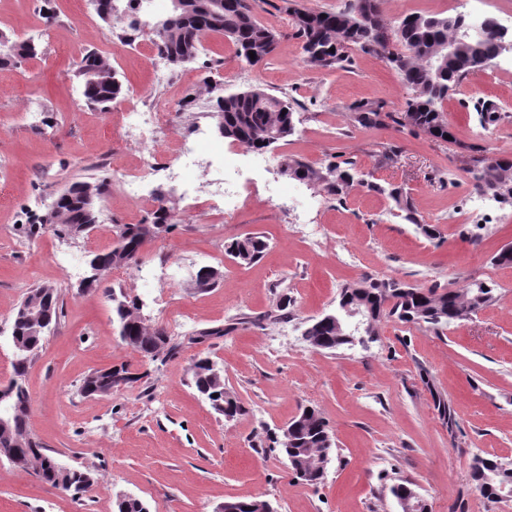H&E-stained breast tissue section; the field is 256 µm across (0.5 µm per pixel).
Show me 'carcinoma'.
<instances>
[{
  "label": "carcinoma",
  "instance_id": "1",
  "mask_svg": "<svg viewBox=\"0 0 512 512\" xmlns=\"http://www.w3.org/2000/svg\"><path fill=\"white\" fill-rule=\"evenodd\" d=\"M95 10L107 25L108 34H114L112 19L127 18L126 26L120 28L117 37L133 42L140 32L136 20L126 12L116 10V0H95ZM209 0H190L186 7L171 11L163 23L152 28L155 44L167 57L171 65L179 67L194 60L203 49L202 39L219 34L232 44L235 55L249 64L266 61L274 50L271 44L278 43L279 34L259 23L248 0H224V8L213 11L207 7ZM293 36L300 40L304 51L303 62L311 69L345 68L352 63L347 49L355 47L367 54L380 56L401 76L410 90L405 108L401 112H381L382 105L360 101L347 107L349 124L355 128H377L391 121L398 126H410L428 136L446 140L453 135L452 127L444 113V102L449 92L456 90L474 72L488 67L496 56V45L490 39L472 42L465 52L448 55V44L457 35L444 23L446 16L411 13L397 25L386 28L377 20L378 0H349L336 12L293 9ZM37 44L32 40L13 41L12 56L0 60L1 67L15 65L37 56ZM255 58H250V54ZM95 73L97 81L83 83L84 96L88 104L106 111L123 94V81L111 63L96 51L88 52L75 69V75L84 80L85 75ZM287 113H282V110ZM214 111L224 115V137L253 151H269L295 133V102L286 96L278 97L260 87L228 93L216 98ZM283 174L323 186L339 198H344L357 185H366L378 193L388 192L403 219L418 227L424 237L437 238V228L428 224L400 189L389 191L373 182L355 179V163L349 159L315 168L299 159L285 158ZM474 185L481 191L497 190L499 184L512 183V172L500 164H491L488 157L472 159L466 169ZM106 180L79 181L58 194L43 214L31 224L30 232L49 229L62 238L73 227L97 222L96 202L106 191ZM154 200L157 209L147 213L137 224H117L119 242L106 251L93 254L102 261L100 279L104 280L118 268L129 267L140 260V248L144 244V227L152 224L157 232L169 230L177 223L173 207L168 205L165 191L158 189ZM266 249L259 236H247L231 242L227 253L242 265L257 261ZM37 301L42 309V322L33 324L25 318L12 323L11 337L15 359L13 372L17 379L11 381L10 417L6 426H0V448H12L18 459L16 466L32 469L44 483L66 491H85L95 477L92 472L80 467L71 468L67 476H59L46 468V459L55 457V452L43 446L28 430L29 395L25 377L30 363L37 356L44 335L58 324L63 305L56 288L39 284L27 289L20 305ZM494 300L493 288L480 284L463 291L448 288L438 283L428 288H417L397 279L362 280L340 289L338 309L348 306L359 310L373 320L382 316L395 317L401 322L427 325L439 329L461 322V316L473 313ZM116 321L123 328L121 341L142 357L155 361L158 337L168 336L163 328L147 330L145 318L140 312L137 299L120 294L114 307ZM303 335L314 342L317 350L333 351L350 345V341L339 336L336 319L324 314L312 319ZM211 361L207 357L196 359L192 367V381L197 391L207 398L212 408L220 415L236 416L240 404L236 396L224 385V375L213 376ZM108 371L96 370L88 374L80 386L87 398L111 394L106 383ZM330 433L328 423L315 409L303 408L294 421V428L283 436L280 451L288 465L311 469L325 454L333 457L336 448L323 447L322 435ZM471 478L480 493L489 501H497L501 487H512V462L498 457L478 458L471 469ZM391 494L402 504V512H426L423 500L413 495L405 483L391 487Z\"/></svg>",
  "mask_w": 512,
  "mask_h": 512
}]
</instances>
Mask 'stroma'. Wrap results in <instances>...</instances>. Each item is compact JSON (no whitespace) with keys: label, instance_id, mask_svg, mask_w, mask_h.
<instances>
[{"label":"stroma","instance_id":"obj_1","mask_svg":"<svg viewBox=\"0 0 512 512\" xmlns=\"http://www.w3.org/2000/svg\"><path fill=\"white\" fill-rule=\"evenodd\" d=\"M43 1L0 0V30L41 49L37 58L0 68V176L9 178L0 202V384L13 375L16 307L30 286H54L64 315L25 378L28 428L62 461L89 467L96 481L77 496L2 461L0 512H115L120 492L142 499L150 512H217L226 499L255 497L276 512H402L390 488L404 481L429 512H512V501L488 502L470 477L477 458L512 461V266L492 262L512 245V207L490 203L479 225L460 214L475 193L467 172L475 148L512 156V117L483 127L472 109L481 100L512 109V60L475 72L449 96L444 110L455 139L445 142L392 124L351 127L348 105L367 100L399 112L407 87L396 71L355 48L348 68L305 67L284 0H251L279 41L266 62L252 66L248 83L235 76L242 59L222 36L210 35L200 56L172 69L163 87L152 80L147 36L130 46L111 38L91 0H47L54 18L46 20ZM90 51L125 78L124 97L106 112L86 105L74 75ZM208 79L228 93L259 85L288 95L299 105L295 135L261 156L245 155L234 178L251 202L229 224L219 222L210 196L226 175L221 164L197 169L187 186L153 171L149 189L172 191L180 221L146 244L141 261L165 266L167 274L143 279L132 267L123 279L105 280L104 290L85 291L92 254L111 247L114 225L138 223L146 209L105 194L95 228L75 241L50 231L29 237L26 222L72 182L111 181L136 168L141 148L118 135L125 113L168 112L164 140L189 129L195 114L183 102L193 92L211 102ZM284 156L317 168L350 159L366 183L341 203L282 175ZM448 171L455 183L440 188L437 178ZM370 181L378 191L367 189ZM393 187L438 224L437 239L400 217L387 194ZM285 189L294 205L283 211L274 201ZM306 212L320 214L334 248L306 251L296 224ZM252 235L268 247L257 262L239 264L225 247ZM204 267L220 269V282L189 289L190 276ZM387 278L417 287L483 282L496 300L437 330L382 318L364 346L327 351L302 341L310 319L335 311L343 286ZM112 288L138 296L147 323L163 327L178 353L152 361L122 343ZM285 297L291 303L282 320ZM175 310L190 314V332L171 322ZM199 355L223 369L243 413L224 418L196 391L189 368ZM121 364L140 381L108 396H81L88 373ZM437 392L454 409L455 428L440 418ZM306 406L326 419L337 445L315 486L295 481L275 443Z\"/></svg>","mask_w":512,"mask_h":512}]
</instances>
